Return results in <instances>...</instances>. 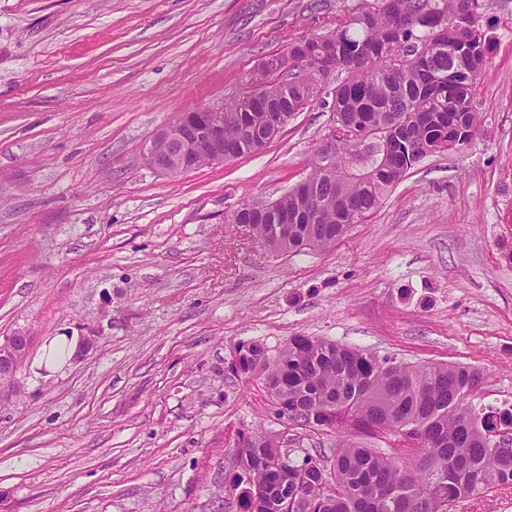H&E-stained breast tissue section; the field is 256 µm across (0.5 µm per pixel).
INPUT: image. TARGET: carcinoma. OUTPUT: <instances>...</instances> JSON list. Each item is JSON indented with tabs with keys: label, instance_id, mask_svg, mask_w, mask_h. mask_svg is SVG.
<instances>
[{
	"label": "carcinoma",
	"instance_id": "cac0c4a2",
	"mask_svg": "<svg viewBox=\"0 0 512 512\" xmlns=\"http://www.w3.org/2000/svg\"><path fill=\"white\" fill-rule=\"evenodd\" d=\"M489 0H376L327 35L288 47V71L273 54L252 73L248 90L224 104V144L236 157L259 150L266 113L288 116L320 104L335 115L330 133L345 139L323 167L311 162V216L275 229V216L302 208L293 191L265 217L241 207L229 223L248 224L271 252L323 249L378 209L388 192L440 141L474 140L480 112L474 85L489 50L480 10ZM321 66L346 73L334 88ZM382 129L385 157L362 174L344 167L361 134ZM231 372L258 380L301 429L336 434L331 456L291 448L283 460L274 434L243 433L237 444L240 512H283L300 499L311 512H448L469 498L512 485V443L495 433L512 428V408L471 403L483 371L475 366L410 364L315 336H293L275 352L239 343ZM391 435L420 450L381 452L367 440Z\"/></svg>",
	"mask_w": 512,
	"mask_h": 512
}]
</instances>
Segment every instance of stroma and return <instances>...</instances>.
I'll use <instances>...</instances> for the list:
<instances>
[{
  "mask_svg": "<svg viewBox=\"0 0 512 512\" xmlns=\"http://www.w3.org/2000/svg\"><path fill=\"white\" fill-rule=\"evenodd\" d=\"M373 0H0V336H35L0 403V512H238L240 433L332 453L235 377V344L319 336L406 362L480 366L476 406H512V0L465 149L423 159L365 223L278 254L229 223L310 172L330 109L262 150L170 175L146 147L246 89L262 60ZM96 334L77 362L59 337Z\"/></svg>",
  "mask_w": 512,
  "mask_h": 512,
  "instance_id": "1",
  "label": "stroma"
}]
</instances>
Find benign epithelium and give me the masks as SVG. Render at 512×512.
<instances>
[{"label":"benign epithelium","instance_id":"benign-epithelium-1","mask_svg":"<svg viewBox=\"0 0 512 512\" xmlns=\"http://www.w3.org/2000/svg\"><path fill=\"white\" fill-rule=\"evenodd\" d=\"M158 139L179 144L171 163L160 167L167 173L193 169L205 156L214 162H224V107L202 108L185 113L172 126L162 129ZM34 342L29 329L20 327L0 336V400L24 393L17 373L27 361Z\"/></svg>","mask_w":512,"mask_h":512}]
</instances>
